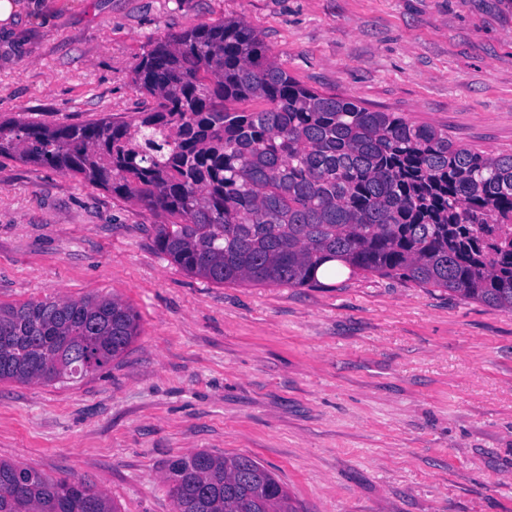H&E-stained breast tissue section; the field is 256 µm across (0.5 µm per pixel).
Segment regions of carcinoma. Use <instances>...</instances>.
<instances>
[{
	"label": "carcinoma",
	"mask_w": 512,
	"mask_h": 512,
	"mask_svg": "<svg viewBox=\"0 0 512 512\" xmlns=\"http://www.w3.org/2000/svg\"><path fill=\"white\" fill-rule=\"evenodd\" d=\"M155 106L130 121L0 123V157L47 165L165 215L154 246L215 284L319 287V270L397 277L512 312V154L309 88L242 20L158 42L133 70ZM265 107L244 111L242 101ZM116 297L0 304V381H75L138 335ZM176 512H296L247 455L171 461ZM0 512H119L85 481L0 461Z\"/></svg>",
	"instance_id": "cac0c4a2"
}]
</instances>
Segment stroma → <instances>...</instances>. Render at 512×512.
<instances>
[{
    "label": "stroma",
    "mask_w": 512,
    "mask_h": 512,
    "mask_svg": "<svg viewBox=\"0 0 512 512\" xmlns=\"http://www.w3.org/2000/svg\"><path fill=\"white\" fill-rule=\"evenodd\" d=\"M227 19L307 87L512 153V0H21L0 121L131 119L139 58ZM163 221L0 159V302L109 295L140 323L79 382H0V460L119 512H175L169 464L200 450L255 458L297 512H512V313L360 273L217 285L156 250Z\"/></svg>",
    "instance_id": "stroma-1"
}]
</instances>
